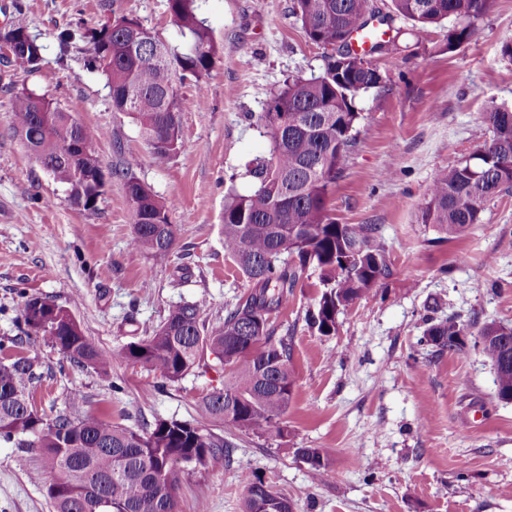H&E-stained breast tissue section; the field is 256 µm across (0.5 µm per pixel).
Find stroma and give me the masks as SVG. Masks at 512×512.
Listing matches in <instances>:
<instances>
[{"label":"stroma","mask_w":512,"mask_h":512,"mask_svg":"<svg viewBox=\"0 0 512 512\" xmlns=\"http://www.w3.org/2000/svg\"><path fill=\"white\" fill-rule=\"evenodd\" d=\"M217 54L209 73L183 88L180 146L155 163L138 127L113 111L105 75L87 65L90 46L60 45L67 29L137 19L164 41L182 37L167 0H0V30L21 26L42 45L37 70L0 63V340L18 336L31 296L68 309L86 336L116 356L156 327L173 304L203 306L207 326L247 294L248 281L224 254V195L252 187L246 170L270 142L254 116L284 82L319 74L323 51L290 16L292 0H200ZM395 50L373 55L384 87L360 96L358 144L331 195L340 223L375 224L392 277L320 335L308 317L317 278L271 314L291 346L293 397L279 426L235 435L220 471L179 468V512H242V471L259 474L294 512H512V402L496 397L495 371L480 351L438 354L423 332L458 318L470 332L487 322L512 327V195L491 202L479 224L448 241L419 221L433 176L467 156L488 134L493 103L512 107V0H496L468 43L451 51L448 30L414 36L398 19ZM52 99L84 125L103 129L94 149L111 174L95 209L73 205L13 133L12 89ZM135 176L165 201L177 227L168 257L130 245L133 218L120 174ZM40 414L73 399L140 430L159 420L196 418L206 394L224 386V366L178 382L116 359L109 373L62 367L56 348L37 343ZM319 448L331 459L315 481L300 458ZM37 450L0 442V512H51Z\"/></svg>","instance_id":"1"}]
</instances>
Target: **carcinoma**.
<instances>
[{"instance_id":"1","label":"carcinoma","mask_w":512,"mask_h":512,"mask_svg":"<svg viewBox=\"0 0 512 512\" xmlns=\"http://www.w3.org/2000/svg\"><path fill=\"white\" fill-rule=\"evenodd\" d=\"M495 0H293V15L308 39L325 49L323 72L288 80L256 123L271 141L268 158L249 170L252 189L229 186L224 195V252L251 289L209 329L197 302H181L144 338L118 357L176 382L200 367L206 354L224 363V387L204 396L193 420H158L135 431L105 413L38 414L32 384L43 340L81 368L106 374L112 354L86 336L69 311L48 298L30 297L21 310L24 335L0 342V441L37 448L45 469L52 512H177V467L215 471L229 459L233 442L208 428L219 422L246 432L276 423L288 410L296 381L288 343L275 339L270 315L288 305L305 273L319 272L323 291L310 319L322 336L336 333V318L358 300L376 295L392 276L375 224H340L329 208L332 187L356 143L361 113L356 99L386 84L372 61L352 49L353 34L366 19L392 28L397 18L415 32L452 22L448 50L467 43L475 24ZM171 23L186 42L171 46L134 18L121 17L89 34L90 64L107 78L112 110L128 114L163 163L179 147V85L207 74L217 53L213 33L199 16L198 0H168ZM12 56L1 61L23 71L42 60V45L23 27L0 35ZM14 131L71 202L92 210L108 176L93 144L98 129L79 123L53 101L22 89L12 97ZM490 137L466 158L431 180L421 223L453 238L481 222L487 205L512 192V108L490 105L484 114ZM126 162V196L133 217V248L166 256L176 240L171 204L141 188ZM468 328L454 317L433 323L424 336L436 352L465 355ZM27 345L28 350L16 348ZM474 347L495 369L496 395L512 401V327L496 323L477 331ZM313 479L323 480L330 461L320 448H299ZM244 512H293L288 499L255 472L241 475Z\"/></svg>"}]
</instances>
